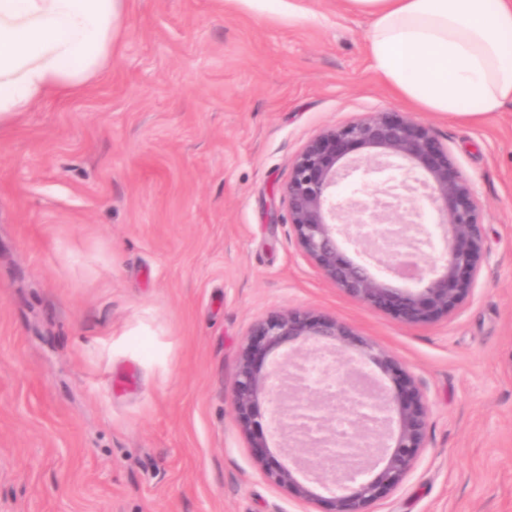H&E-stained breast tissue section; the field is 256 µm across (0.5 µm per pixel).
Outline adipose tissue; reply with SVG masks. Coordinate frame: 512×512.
<instances>
[{"label": "adipose tissue", "mask_w": 512, "mask_h": 512, "mask_svg": "<svg viewBox=\"0 0 512 512\" xmlns=\"http://www.w3.org/2000/svg\"><path fill=\"white\" fill-rule=\"evenodd\" d=\"M126 0H0V126L83 90L111 62ZM379 76L427 112L512 104V0H345Z\"/></svg>", "instance_id": "1"}]
</instances>
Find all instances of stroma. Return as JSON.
Returning a JSON list of instances; mask_svg holds the SVG:
<instances>
[{
    "label": "stroma",
    "mask_w": 512,
    "mask_h": 512,
    "mask_svg": "<svg viewBox=\"0 0 512 512\" xmlns=\"http://www.w3.org/2000/svg\"><path fill=\"white\" fill-rule=\"evenodd\" d=\"M368 33L340 0H128L111 64L0 129V512H324L232 405L252 325L288 309L347 323L427 405L369 512H512V105L417 110ZM372 112L429 126L481 204L488 258L432 323L345 295L289 224L304 145Z\"/></svg>",
    "instance_id": "35a3bbf8"
}]
</instances>
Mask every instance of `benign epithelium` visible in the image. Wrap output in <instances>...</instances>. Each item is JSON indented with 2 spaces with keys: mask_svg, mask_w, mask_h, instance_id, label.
<instances>
[{
  "mask_svg": "<svg viewBox=\"0 0 512 512\" xmlns=\"http://www.w3.org/2000/svg\"><path fill=\"white\" fill-rule=\"evenodd\" d=\"M368 166L374 173L400 170L396 185H365L358 196L336 200L339 184ZM298 245L321 274L351 298L395 314L409 325L453 313L469 294L487 258L481 205L470 182L432 129L394 112H375L311 138L296 157L282 190ZM424 197L437 211L444 248L430 264L416 266L422 288H400V254L418 262L432 247L415 203ZM372 229L351 224L349 213ZM382 264L388 276L345 254L342 241ZM342 356L348 388L327 392L308 376L317 361ZM395 382L388 388L369 377L365 361ZM349 405L358 426L339 435L336 402ZM269 407L268 429L284 461L266 466L267 477L306 501L331 497L329 512H365L413 467L425 447L427 407L399 364L377 352L335 318L300 310L279 312L253 325L239 360L233 405L251 447L272 457L260 419ZM300 452H294V449Z\"/></svg>",
  "mask_w": 512,
  "mask_h": 512,
  "instance_id": "7a95c632",
  "label": "benign epithelium"
}]
</instances>
